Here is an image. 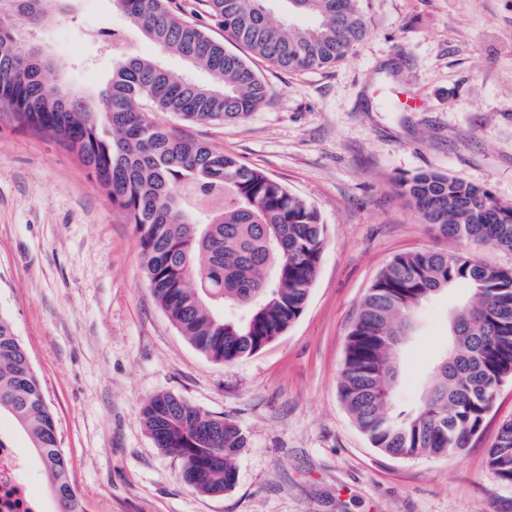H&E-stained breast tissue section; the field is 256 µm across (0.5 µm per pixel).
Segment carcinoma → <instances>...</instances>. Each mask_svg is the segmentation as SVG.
Wrapping results in <instances>:
<instances>
[{"mask_svg": "<svg viewBox=\"0 0 512 512\" xmlns=\"http://www.w3.org/2000/svg\"><path fill=\"white\" fill-rule=\"evenodd\" d=\"M71 0H0V122L47 136L74 155L139 233L153 296L181 335L216 362L258 352L302 314L325 246L319 211L233 155L150 121L144 104L186 122L231 125L268 103L258 58L288 71L344 59L366 35L357 0H280L308 23L271 17V0H201L224 31L214 39L176 0H113L138 32L212 76L200 83L160 61L121 56L97 90L50 86L49 52L30 37ZM231 40L246 54L231 52ZM426 223L444 237L512 250V204L459 178L423 172L401 183ZM461 290L451 309L453 363L434 366L419 407L393 411L381 396L396 380V355L415 315L441 291ZM512 378V270L442 251L403 253L380 272L349 333L341 402L372 447L398 458L453 455L466 448ZM41 458L55 512H84L60 448L40 378L12 322L0 315V419ZM148 434L184 461L182 480L206 495L231 489L246 444L233 421L169 394L141 409ZM489 466L512 484V420L501 425Z\"/></svg>", "mask_w": 512, "mask_h": 512, "instance_id": "obj_1", "label": "carcinoma"}]
</instances>
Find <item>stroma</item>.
<instances>
[{"mask_svg": "<svg viewBox=\"0 0 512 512\" xmlns=\"http://www.w3.org/2000/svg\"><path fill=\"white\" fill-rule=\"evenodd\" d=\"M367 33L342 62L291 73L257 60L269 102L234 125L150 118L260 169L312 203L326 245L302 315L261 351L218 363L182 336L147 285L134 225L53 140L0 127V313L12 322L57 420L84 512H512L487 463L512 419V378L461 453L395 458L372 448L339 397L360 302L397 254L468 252L512 269V250L444 237L400 181L427 171L512 204V0H359ZM125 31L130 55L210 77L131 32L110 0H71L36 31L49 82L97 87ZM455 291L423 306L403 347L394 410L418 407L448 340ZM173 394L236 422L234 486L204 495L141 422Z\"/></svg>", "mask_w": 512, "mask_h": 512, "instance_id": "stroma-1", "label": "stroma"}]
</instances>
